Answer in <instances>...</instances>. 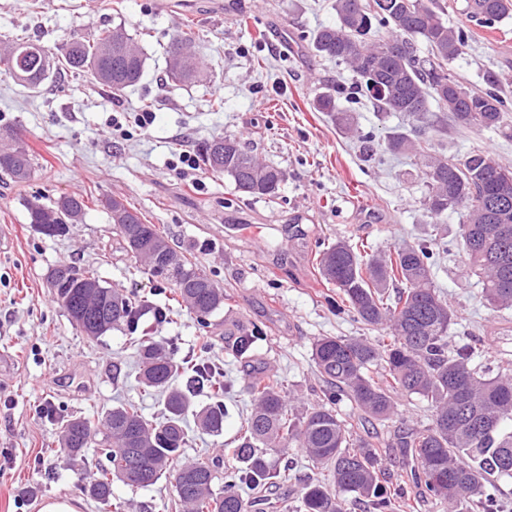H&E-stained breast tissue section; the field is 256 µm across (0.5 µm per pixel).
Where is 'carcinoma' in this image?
<instances>
[{"label":"carcinoma","mask_w":512,"mask_h":512,"mask_svg":"<svg viewBox=\"0 0 512 512\" xmlns=\"http://www.w3.org/2000/svg\"><path fill=\"white\" fill-rule=\"evenodd\" d=\"M334 8L336 24L318 28L311 46L347 66L355 78L354 92L371 98L379 111L399 112L419 122L389 136L386 147L417 161L426 187L422 206L433 221L465 211L456 244L478 276L483 298L496 309H512V168L480 149L472 150L462 164L450 162L428 137L447 132L451 125L512 138V104L499 90V81L472 89L453 71L468 44L469 29L448 26L437 0H335ZM462 13L470 22L494 28L512 15V0H465ZM376 27L384 34L366 41ZM193 43L188 28L169 46L168 55L182 58L178 66L168 64L175 85L201 76ZM420 43L428 50L426 59L417 55ZM3 59L26 67V77L14 81L27 89L36 90L52 74L69 71L88 75L113 96L139 83L146 61L133 34L125 32L116 43L110 28L89 40H70L61 56L29 39L7 40ZM432 101L436 112L429 109ZM316 110L358 137L366 156L376 154L380 142L375 134L359 130L353 113L339 109L333 94L321 95ZM226 139L236 148L217 169L212 147ZM198 160L202 170L228 176L242 195L278 196L277 168L262 163L235 137L200 142ZM34 165L19 134L0 136L1 174L25 182ZM87 208L84 198L64 195L51 207L30 205L29 223L47 236L62 235ZM123 210L143 234L145 249L132 257L154 277L172 284L178 301L208 327L207 319L224 307L223 288L179 255L138 209L125 204ZM489 224L500 228L492 239L484 236ZM362 251L364 245L341 240L316 253L321 278L336 287V308L368 329L385 331L375 342L365 336H322L314 342L312 361L326 384L324 404L295 417L280 378L253 375L248 382L253 408L242 426L238 465L224 468V492L216 494L215 463L180 464L178 458L187 445L188 414L203 430L223 432L224 384L205 359L192 365L179 361L143 331L137 338L139 382L164 393L162 419L153 422L141 407L124 403L97 423L81 416L59 422L60 451L69 458L86 461L84 450L92 440L108 458L110 467L91 482L90 496L110 512H126L124 502L112 497L113 481L146 487L173 473L185 512H254L263 493L285 478L270 456L299 448L312 464L329 470L334 487L330 491L307 484L303 512H348V504L357 500L367 512H407L411 493L393 486L376 443L354 437L353 422L340 415L338 406L347 401L357 415L385 421L398 415L397 397L416 395L427 402L430 423L421 429L401 420L398 447L417 468L418 494L446 512H459L465 502L467 512H502L501 483L512 480V363L501 362L491 376L476 364L474 347L451 343L454 314L433 283L438 253L431 246L405 243L375 255ZM54 288L68 316L85 314L83 332L89 337L98 339L121 326L138 329L143 304L104 285L92 270L61 265ZM260 335L255 327H243L231 346L243 358ZM202 393L210 402L198 408L194 398Z\"/></svg>","instance_id":"cac0c4a2"}]
</instances>
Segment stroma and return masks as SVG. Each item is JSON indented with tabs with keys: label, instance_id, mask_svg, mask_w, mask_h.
I'll use <instances>...</instances> for the list:
<instances>
[{
	"label": "stroma",
	"instance_id": "1",
	"mask_svg": "<svg viewBox=\"0 0 512 512\" xmlns=\"http://www.w3.org/2000/svg\"><path fill=\"white\" fill-rule=\"evenodd\" d=\"M334 2L0 0V41L26 37L58 54L72 37L123 22L140 32L146 55L141 81L118 97L72 72L51 75L32 91L0 69V131L20 129L35 157L28 181L0 176V239L9 243L0 252V351L9 353L0 366V512H39L52 499L98 512L88 487L108 461L92 448L84 464L56 454L58 417L95 421L125 402L140 404L151 420L163 411L162 396L136 382L135 335L120 328L88 338L58 303L48 283L52 269L95 268L107 284L149 305L141 327L152 329L176 358L199 352L205 332L195 314L125 251L107 200L137 207L224 290V308L207 332L209 360L225 385L224 430L190 429L183 458H216L226 466L235 462L234 440L252 402L247 365L231 354L225 332L239 322L260 327L256 366L275 372L296 412H305L323 402L313 342L363 333L327 304L331 287L318 273L316 251L342 237L387 250L430 241L437 232L458 234L462 213L436 226L423 209L425 186L412 159L382 151L364 161L359 142L315 110L320 93L353 83L345 66L315 53L308 41L318 27L335 23ZM187 27L206 65L207 85L174 89L167 82L166 48ZM453 68L471 88L500 81L512 99V18L491 32L475 28ZM214 99L223 101L221 111H212ZM337 105L381 141L413 124L359 95L340 96ZM145 110L156 118L144 130L134 119ZM118 113L125 117L120 133L112 129ZM220 135L239 137L284 172L277 203L237 194L228 177L181 163V152ZM433 144L458 163L478 147L512 167V138L495 131L452 128ZM62 195H84L92 203L65 235L46 236L30 224L27 205H48ZM228 224L243 225V233L225 236ZM434 281L455 315L454 341L475 344L479 362L493 367L512 359V310L485 301L461 251L438 261ZM156 308L165 309L164 322H155ZM273 463L288 473L269 491L279 512H297L304 482L328 479L326 469L293 450ZM112 494L128 501L130 512H183L170 479L143 488L116 482Z\"/></svg>",
	"mask_w": 512,
	"mask_h": 512
}]
</instances>
